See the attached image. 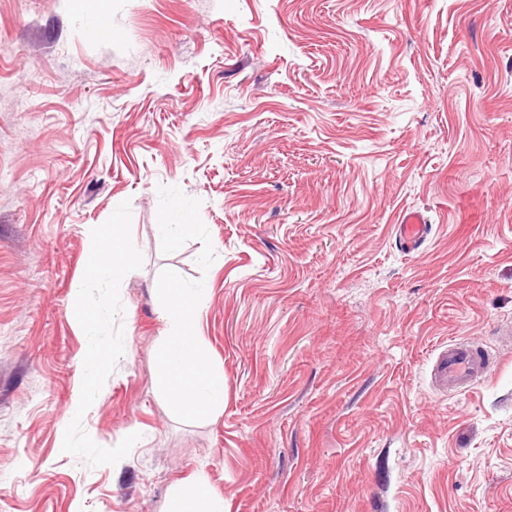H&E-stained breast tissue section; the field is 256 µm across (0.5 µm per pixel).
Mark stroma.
<instances>
[{"label":"stroma","mask_w":512,"mask_h":512,"mask_svg":"<svg viewBox=\"0 0 512 512\" xmlns=\"http://www.w3.org/2000/svg\"><path fill=\"white\" fill-rule=\"evenodd\" d=\"M93 224L136 252L105 287ZM176 285L202 418L156 357ZM511 329L512 0H0V512H166L197 473L224 512H512ZM459 338L496 364L452 395ZM431 232L426 216L419 210L406 209L397 217L395 239L406 254L418 252ZM197 228V224H160L157 225V232L172 248H176L186 235ZM163 313L169 331L157 350L170 408L183 415L202 416L224 409V372L208 364L194 325L190 289L170 288Z\"/></svg>","instance_id":"stroma-1"}]
</instances>
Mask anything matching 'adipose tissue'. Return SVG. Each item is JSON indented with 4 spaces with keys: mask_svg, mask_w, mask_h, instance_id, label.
Listing matches in <instances>:
<instances>
[{
    "mask_svg": "<svg viewBox=\"0 0 512 512\" xmlns=\"http://www.w3.org/2000/svg\"><path fill=\"white\" fill-rule=\"evenodd\" d=\"M88 234V256L96 279L113 282L133 272L135 254L119 234L106 225L92 226ZM193 304L186 289H171L163 313L169 331L158 347L157 358L170 408L183 415L202 416L223 410L224 373L204 359L194 332ZM167 512H224V501L212 494L204 478L197 477L174 491Z\"/></svg>",
    "mask_w": 512,
    "mask_h": 512,
    "instance_id": "adipose-tissue-1",
    "label": "adipose tissue"
}]
</instances>
